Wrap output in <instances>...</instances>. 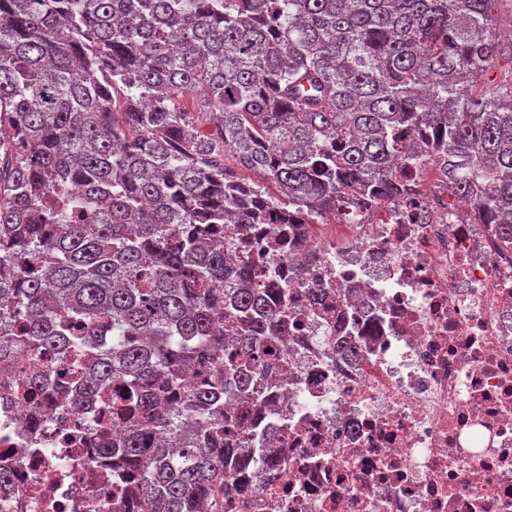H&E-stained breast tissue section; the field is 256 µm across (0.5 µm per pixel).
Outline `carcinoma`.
<instances>
[{
    "instance_id": "1",
    "label": "carcinoma",
    "mask_w": 512,
    "mask_h": 512,
    "mask_svg": "<svg viewBox=\"0 0 512 512\" xmlns=\"http://www.w3.org/2000/svg\"><path fill=\"white\" fill-rule=\"evenodd\" d=\"M494 2L0 0V338L80 349L74 321L110 316L112 351L67 387L112 382L104 411L135 416L121 440L102 434L133 471L114 477L123 512L222 509L224 473L260 451L254 385L288 291L254 287L208 225L405 195L419 151L512 224V60L488 79ZM198 89L197 115L180 111L175 95ZM192 365L186 448L166 403Z\"/></svg>"
}]
</instances>
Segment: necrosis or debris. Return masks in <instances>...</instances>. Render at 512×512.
I'll return each instance as SVG.
<instances>
[{
  "label": "necrosis or debris",
  "instance_id": "obj_1",
  "mask_svg": "<svg viewBox=\"0 0 512 512\" xmlns=\"http://www.w3.org/2000/svg\"><path fill=\"white\" fill-rule=\"evenodd\" d=\"M420 156L403 197L339 209L335 229L216 227L259 280L291 283L293 306L262 376L277 464L229 472L237 512H512V226L489 223ZM322 288L327 298L309 302ZM360 343L337 356L336 339ZM0 362V512H119L99 402L59 404L50 383L71 358L24 341ZM40 373L42 405L21 396Z\"/></svg>",
  "mask_w": 512,
  "mask_h": 512
}]
</instances>
